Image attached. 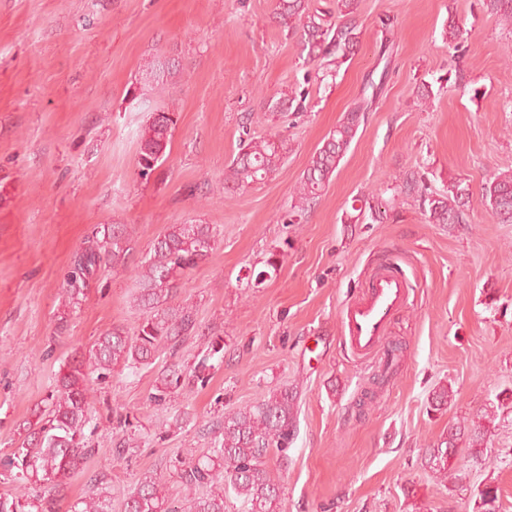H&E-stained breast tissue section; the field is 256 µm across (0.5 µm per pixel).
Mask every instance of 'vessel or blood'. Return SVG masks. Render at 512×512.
<instances>
[{
  "label": "vessel or blood",
  "mask_w": 512,
  "mask_h": 512,
  "mask_svg": "<svg viewBox=\"0 0 512 512\" xmlns=\"http://www.w3.org/2000/svg\"><path fill=\"white\" fill-rule=\"evenodd\" d=\"M408 284L402 270L390 265L375 269L360 300L342 314L345 338L354 355L363 358L385 350V338L395 314L403 307Z\"/></svg>",
  "instance_id": "b4317fda"
}]
</instances>
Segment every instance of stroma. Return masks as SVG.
Returning a JSON list of instances; mask_svg holds the SVG:
<instances>
[{
	"mask_svg": "<svg viewBox=\"0 0 512 512\" xmlns=\"http://www.w3.org/2000/svg\"><path fill=\"white\" fill-rule=\"evenodd\" d=\"M357 19L355 54L322 75L278 25L276 0H0V454L36 421L61 360L141 323L135 278L155 240L174 224L217 231L175 295L194 306L196 334L177 355L94 382L95 454L56 512L99 473L123 512L143 473L198 457L225 411L284 385L297 393V435L287 465L266 466L285 512H476L487 485L512 512V224L482 200L490 177L512 170V30L482 0H360ZM160 60L173 74H152ZM373 79L383 87L335 174L284 223L310 157ZM302 84L307 112L264 111ZM154 109L177 124L144 179L138 135ZM277 133L291 144L278 170L225 185L241 140ZM453 181L469 193L464 223H429L427 198ZM99 224L128 225L129 252L59 325L64 276ZM385 264L412 288L382 383L348 350L341 311ZM175 365L180 388L149 403ZM198 370L206 383L191 381ZM441 386L453 400L437 408ZM458 421L485 426L487 448L475 459L460 447L444 482L424 456Z\"/></svg>",
	"mask_w": 512,
	"mask_h": 512,
	"instance_id": "1",
	"label": "stroma"
}]
</instances>
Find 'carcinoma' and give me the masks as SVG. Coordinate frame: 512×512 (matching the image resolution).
Masks as SVG:
<instances>
[{
  "label": "carcinoma",
  "instance_id": "cac0c4a2",
  "mask_svg": "<svg viewBox=\"0 0 512 512\" xmlns=\"http://www.w3.org/2000/svg\"><path fill=\"white\" fill-rule=\"evenodd\" d=\"M487 9L512 25V0H486ZM358 0H336V21L326 13L310 9L308 0H278L281 24L300 34L306 60H326L339 67L359 42L356 13ZM310 97L308 88L270 97L266 111L277 116L303 112ZM372 100L364 98L346 112L336 129L311 156L296 188L288 217L302 212L319 196L339 167L355 139ZM177 123L172 112H153L139 134V175L150 176L165 161V152ZM291 150L288 138L277 135L243 141L228 167L225 181L238 187L259 183L280 167ZM482 198L502 224L512 223V171L496 175L483 187ZM468 197L461 183L448 186V195L429 200V222L461 224ZM129 238L122 224L112 231H95L75 255L67 275V300L58 321H67L69 306L85 296L98 270L118 266L125 259ZM215 243L210 224H174L157 238L138 273L137 305L143 320L134 333L114 327L99 336L80 355L65 360L55 375V385L44 400L37 422L10 453L0 458V479L16 485L11 493H0V512H55V494L84 470L94 449L85 445L84 429L91 421V374L102 378L116 369L131 371L151 364L162 347L176 353L183 340L196 333L192 307L174 304L178 280L189 269L206 260ZM181 386L177 370L161 379L150 401L160 405ZM297 394L286 387L269 391L261 399L224 414L219 436L212 448L189 461H179L174 472L181 485L194 496L179 503L168 496L165 476L146 473L127 496L124 512H225L227 494L234 493L241 512H282L280 477L265 468L276 454L288 462V451L296 436ZM468 438L471 455L484 454L487 433L457 423L448 427L442 445L428 450L426 464L448 477L456 471V456L447 449ZM30 482L51 485L55 493L30 499L23 493ZM498 489L487 486L479 492L478 512H498ZM71 512H112L110 478L99 473L90 478L88 490L71 506Z\"/></svg>",
  "mask_w": 512,
  "mask_h": 512
}]
</instances>
